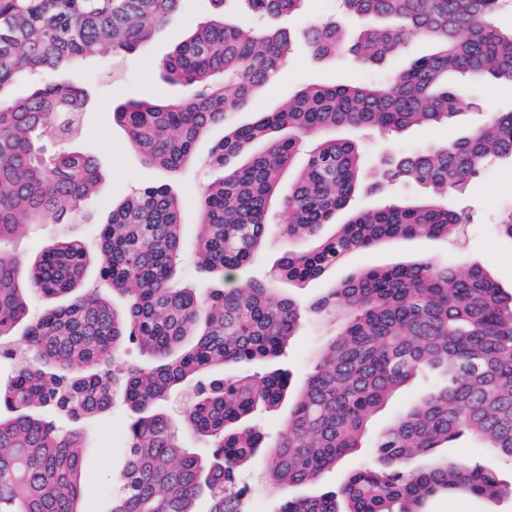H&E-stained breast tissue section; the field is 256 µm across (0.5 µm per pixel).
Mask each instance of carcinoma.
<instances>
[{
    "instance_id": "1",
    "label": "carcinoma",
    "mask_w": 512,
    "mask_h": 512,
    "mask_svg": "<svg viewBox=\"0 0 512 512\" xmlns=\"http://www.w3.org/2000/svg\"><path fill=\"white\" fill-rule=\"evenodd\" d=\"M210 2L212 15L161 65L168 83L193 93L113 109L145 164L171 176L190 165L222 170L198 204L195 255L212 275L211 287L198 289L175 284L183 203L171 184L144 186L112 209L92 254L66 226L96 196L97 158L82 149L41 157L42 138L79 132L86 94L64 75L108 52L145 51L183 0H0V246L26 224L63 226L33 262L0 251V363L13 367L0 384V512H83L85 425L118 401L134 416L124 427L126 463L105 489L108 512H199L202 496L207 512H249L238 476L258 449L267 447L270 482L315 484L364 447L372 418L424 372L442 384L373 438L370 463L337 488L290 497L272 512H425L442 494L512 498V482L447 454L467 437L512 461V292L486 268L429 259L370 266L309 306L276 288L317 279L354 251L460 237L470 217L453 199L489 163L512 158V110L381 163L370 192L416 185L424 195L376 209L351 208L364 149L336 130L450 126L469 81L512 84V30L495 22L504 0H341L347 16L375 20L348 48L361 67L379 68L415 36L432 51L383 84L306 87L245 124L236 112L283 70L294 29H255L227 14L230 0ZM240 2L252 15L291 21L304 0ZM302 35L317 60L346 49L332 17ZM19 78L32 83L23 98L9 93ZM219 125L224 139L199 157L198 142ZM278 210L283 237L315 245L288 250L264 279L233 284ZM329 224L334 232L322 233ZM92 261L95 287L84 280ZM39 297L58 303L41 312ZM306 309L344 323L296 390L284 432L266 445L256 415L288 398L289 374L205 377L283 356ZM130 344L145 365L117 362ZM185 434L211 453L186 447Z\"/></svg>"
}]
</instances>
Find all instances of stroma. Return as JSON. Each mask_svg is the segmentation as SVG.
Returning <instances> with one entry per match:
<instances>
[{"instance_id":"stroma-1","label":"stroma","mask_w":512,"mask_h":512,"mask_svg":"<svg viewBox=\"0 0 512 512\" xmlns=\"http://www.w3.org/2000/svg\"><path fill=\"white\" fill-rule=\"evenodd\" d=\"M210 14L209 0H185L182 9L159 29L147 51L125 57L104 56L83 82L90 98L84 114L82 137L70 143L52 138L45 141L44 149L49 154L70 147L91 150L103 173L96 200L82 207L70 228L73 236L93 242L98 224L105 221L114 205L123 202L141 186L165 181L163 172L146 165L129 148L124 129L112 121V110L130 99L160 100L185 95L184 87L163 81L159 65L173 45ZM427 49L426 41L412 39L406 53L392 57L383 68L367 70L357 66L347 53L313 60L305 43H297L276 82L261 92L250 110L238 113L236 120L242 124L251 122L256 113L276 107L283 99L309 85L379 82L384 76L406 67L412 57L425 53ZM467 98L474 101L475 106L467 110L454 126L428 125L392 137L370 136L364 142L367 162H374L383 154L440 143L472 131L491 112L512 109V85L482 80L469 84ZM216 175V170L196 166L173 184L174 191L184 203L182 270L198 288L209 287L211 279L193 262L198 222L196 202L204 183ZM459 204L473 211L476 221L465 225L458 241L450 243L425 237L395 240L349 254L319 279L304 283L284 281L280 287L286 294L309 304L335 282L362 268L393 266L429 258L439 264L466 262L482 265L491 271L503 288L512 290V240L499 235L496 230L500 220L512 211V159L497 161L483 178L473 181ZM341 325L342 320L338 317L305 314L285 356L275 362L276 367L291 374L293 386H300L314 368L321 347L339 331ZM131 417V412L119 405L90 428L84 463L85 512H107L109 504L103 486L107 478L117 474L124 464L123 431Z\"/></svg>"}]
</instances>
